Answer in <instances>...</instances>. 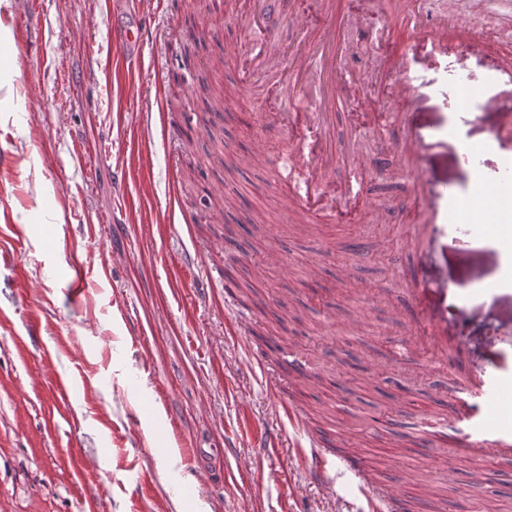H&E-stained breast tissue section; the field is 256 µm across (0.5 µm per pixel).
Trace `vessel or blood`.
Instances as JSON below:
<instances>
[{
    "label": "vessel or blood",
    "instance_id": "1",
    "mask_svg": "<svg viewBox=\"0 0 512 512\" xmlns=\"http://www.w3.org/2000/svg\"><path fill=\"white\" fill-rule=\"evenodd\" d=\"M399 14L413 24L416 41H445L449 30L458 28L455 15L446 14L432 20L422 17V0H391ZM317 19L321 21L318 41H300L281 69L280 83L288 88L299 85L310 67H317L323 77L324 91L320 102L324 108L318 117L305 112L281 111L276 122L268 126L266 136L287 137L293 149L274 164L280 182L288 188L290 206L321 218L335 217L337 212H356L364 204L371 178H384L383 169L360 159L348 162L344 178L328 183L322 164L324 157L334 154L335 147L328 137V126L336 109V85L343 76L336 67V56L342 45V30L336 25L335 0H316ZM150 22L130 30H114L115 41L139 45L152 37ZM417 56L401 55L397 74L386 78L372 75L366 82L373 91L395 96L400 105V116L411 120L417 105L414 94ZM461 122H441L435 128L439 139L457 140L455 160L458 164L480 172L484 185L491 190L512 185V129L498 134L481 145H473L462 137ZM494 157L493 173H486L485 160ZM469 195L468 190H456L442 184L422 190L418 211L411 234L406 242L413 250L425 251L430 243L459 232L457 218ZM499 224L493 247L498 260V273L484 297H512V208H505L498 216ZM408 304L414 320L415 342L432 346L438 351L437 365L448 372V420L439 430L425 429L419 438L433 443L436 438L448 437L461 443L477 461L478 467L498 463L512 453V368L490 360L487 370L478 378L470 379L448 365V291L423 285L422 271H415L407 290ZM304 463L317 482L327 483L333 458L318 436H311L302 451ZM350 469L361 489L372 498L375 512H406L407 504L397 483L379 484L365 467L362 459L350 462Z\"/></svg>",
    "mask_w": 512,
    "mask_h": 512
}]
</instances>
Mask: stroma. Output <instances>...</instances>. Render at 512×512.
<instances>
[{"mask_svg": "<svg viewBox=\"0 0 512 512\" xmlns=\"http://www.w3.org/2000/svg\"><path fill=\"white\" fill-rule=\"evenodd\" d=\"M450 7L462 22L450 48L466 54L469 84L487 88L498 107L463 100L458 83L440 93L423 88L419 125L428 129L441 109H466L467 136L485 140L512 116V72L500 69L512 58V30L495 0H425L433 18ZM145 11L157 35L140 58L124 56L112 27L138 23ZM314 12L315 0H286L264 38L272 68L297 36V17ZM336 12L350 99L336 120V151L373 158L389 175L369 184L367 205L353 217L315 219L309 233L291 237L282 231L292 221L285 189L270 166L289 143L259 136L272 110L314 111L319 76L291 93L273 91L248 59V0H237L230 16L194 17L183 0H0L11 31L0 41V151L11 157L0 166V206L13 213L12 223H0V512H368L343 464L332 466L329 484L310 479L295 450L315 428L380 481H397L410 512H455L460 483L470 512H512V462L473 477L465 452L420 446L403 425L448 411L445 371L424 357L392 356L413 334L409 269L424 266L428 287L447 289L457 317L452 346L464 353L467 376L481 375L491 350L512 356V310L471 295L473 273H496L490 249L452 238L422 254L404 250L416 218L399 150L405 131L396 121L385 130L368 121L395 106L360 79L394 70L412 32L374 0H338ZM201 26L212 35L192 69L204 73L223 59L219 75L231 91L224 140L247 158L231 183L218 163L189 168L192 153L210 144L193 121L192 96L168 109L178 141L164 139L156 120L155 85L182 73L185 40ZM385 29L387 45L377 39ZM259 145L267 163L254 161ZM454 150L427 141L424 164L431 179L464 187L469 174L453 165ZM207 194L234 198L235 210L204 228L184 223L182 210ZM252 212L265 217L267 237L236 267L276 250L284 264H265L257 284L266 298L307 284L305 325L279 310L268 344L238 326L243 316L266 321L265 310L225 303L219 287L224 227ZM75 260L88 274L78 299L67 291ZM206 279L216 289L204 300L196 284ZM291 350L323 377L306 395H290L308 417L302 431L268 386L287 377ZM60 378L71 387L65 399L54 390ZM262 429L280 433L275 451L257 446ZM452 452L454 485L445 470Z\"/></svg>", "mask_w": 512, "mask_h": 512, "instance_id": "obj_1", "label": "stroma"}]
</instances>
